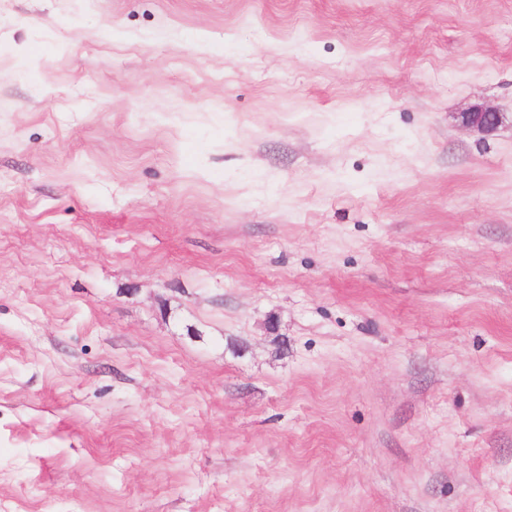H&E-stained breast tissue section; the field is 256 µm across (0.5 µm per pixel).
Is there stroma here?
<instances>
[{
    "label": "stroma",
    "instance_id": "stroma-1",
    "mask_svg": "<svg viewBox=\"0 0 512 512\" xmlns=\"http://www.w3.org/2000/svg\"><path fill=\"white\" fill-rule=\"evenodd\" d=\"M0 512H512V0H0ZM501 119L500 112L487 108H475L465 112L462 122L473 129L483 133H490L497 129Z\"/></svg>",
    "mask_w": 512,
    "mask_h": 512
}]
</instances>
